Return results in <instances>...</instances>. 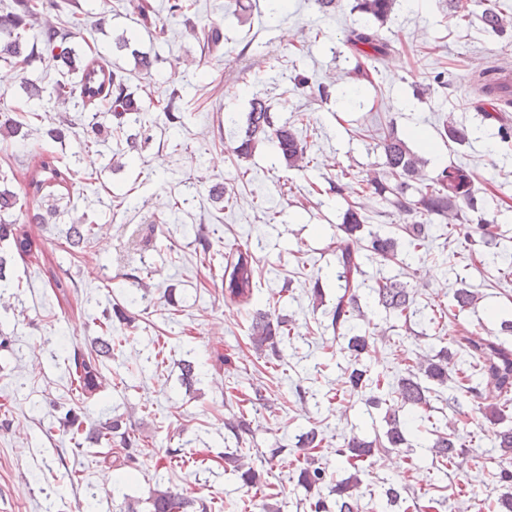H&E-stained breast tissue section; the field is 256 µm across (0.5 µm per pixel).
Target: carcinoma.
Segmentation results:
<instances>
[{
	"label": "carcinoma",
	"instance_id": "1",
	"mask_svg": "<svg viewBox=\"0 0 512 512\" xmlns=\"http://www.w3.org/2000/svg\"><path fill=\"white\" fill-rule=\"evenodd\" d=\"M396 0H356L354 9L374 18L379 24H384L391 15ZM41 4L34 0H12L6 11L0 14V61L15 67L27 63L28 41L26 34L34 28L33 21L40 12ZM479 19L487 30L502 31L512 24L494 3H485ZM224 39L218 26H211L202 32L203 45L213 51L218 49ZM33 41L43 46L46 56L53 62H62L67 71L77 74V80L69 83L64 80L56 81L52 95L60 104L72 100L84 106L103 107L106 113L121 120L134 116V121H140V115L145 106L132 93L128 92L126 78L102 62L99 54L87 55L78 60L75 49L67 45V37L59 36L53 26H46L35 32ZM346 42L358 56L377 58L387 53L389 45L380 38L378 32L369 28L353 29L347 36ZM481 86L480 96L498 105L512 104L509 94L502 91L498 77L490 71L479 75ZM262 142L275 145L278 153L289 167H298L305 159L306 146L298 135L288 127L274 120V113L267 100L256 96L250 102L247 115V125L244 136L232 141V153L240 163L248 161L256 146ZM384 155L383 166L385 177L378 179L349 176V172L341 171V177H350L346 184L332 183V187L341 191L344 188L359 187V192L373 191L385 206L403 210L412 215V223L405 225L407 245L411 251H418L423 242L429 238V231L434 224L442 228L443 236L450 238L457 234L467 239L472 245L481 244L485 248L492 246V226L484 218L477 222L463 223L464 208L473 200V172L464 165H449L437 174L430 176L424 173V160L416 154L403 139L386 136L381 143ZM71 169L67 163L56 157L36 154L31 158L26 172L25 196L35 203H43L48 194L45 190L52 187L68 188ZM19 203L18 195L9 189H0V243H8L13 252L21 257L32 258L47 265L49 257L42 239L35 236L30 225L42 223L40 208L33 209L28 223H18L15 212ZM370 216L365 208L350 206L344 214L341 230L345 237L340 239L336 251L337 279L340 287L344 288L342 295L336 298L332 310L331 327L341 332L347 340V350L350 356L356 358L368 347L366 336L357 334V320L364 316L358 306L356 291L360 288L359 278L365 276L363 257L370 256L382 261L398 259V241L396 238L370 231L365 237L357 235L361 228L368 223ZM92 227L74 224L70 228L68 244L75 248L90 239ZM226 260L222 284H224V299L240 306L251 303L254 295L255 279L258 272L257 258L251 249L240 244L232 245L229 251L222 255ZM48 284L53 288L54 295L59 301H68L71 282L58 275L53 266L46 268ZM375 296L377 305L386 312L401 317L417 315L412 309L413 298L406 283L396 279L380 277L376 286L370 288ZM290 337V329L286 321L273 317L270 313L253 315L249 338L253 347L272 356L277 354L279 344ZM471 359L473 366L478 369L487 386L496 390L497 395L483 394L480 386L472 383L467 371L459 370L456 393L451 396L456 408L477 401L472 411L480 414L491 425H498L509 418L512 410V345L508 346L485 332V329L466 331L454 340ZM121 344L117 336L94 342L89 350L73 348L70 354V376L76 381V390L80 397L96 394L105 384L103 371L105 361L112 358V351ZM453 354L441 351L437 355L407 367V375L388 385L386 395H375L372 402L388 405L384 420L387 426L384 437L369 441L358 435L350 437L346 443V461L355 470L347 478L336 482L330 493L336 495L335 509H330L322 497H317L309 503L311 512H358L357 491L361 484L358 476L359 463L366 460L377 449L401 451L408 445L403 423L400 420V408L411 407L415 419L423 421L421 411L429 409L431 388L422 384L429 381L438 385L448 382V368ZM181 384L191 388L198 382V373L193 362L183 360L179 363ZM58 423L63 429L77 438L84 433L83 421L73 410L61 413ZM90 438L109 448V453L115 454L114 461L125 464L136 459L142 452L141 439L123 426L117 417H107L89 430ZM433 439L428 448L439 464H453L458 454L457 438L453 433H442L438 430L430 432ZM500 455H490L486 463L497 471L503 492L499 501L507 512H512V427L496 431ZM241 446L232 451L224 452V471L238 474L244 485L260 492L259 500L250 503V507L260 512H271L268 499L272 494L264 491L265 484L261 483L260 475L253 468H244ZM296 467V486L311 493L326 480L325 470L316 465L309 457L298 459ZM149 503L151 512H208L209 505L202 499L184 496L178 491L153 490Z\"/></svg>",
	"mask_w": 512,
	"mask_h": 512
}]
</instances>
